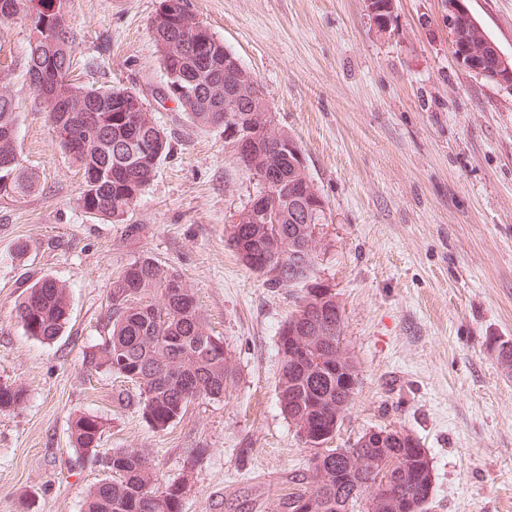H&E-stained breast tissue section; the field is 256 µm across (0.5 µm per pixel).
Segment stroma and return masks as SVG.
<instances>
[{
    "mask_svg": "<svg viewBox=\"0 0 512 512\" xmlns=\"http://www.w3.org/2000/svg\"><path fill=\"white\" fill-rule=\"evenodd\" d=\"M161 0H66L75 78L143 94L170 152L126 222L76 203L82 176L26 75L29 31L0 28V83L19 112L23 198L0 195V384L26 390L0 410V512H81L103 477L70 422H106L100 450L138 448L160 483L191 468L183 512H277L310 448L278 403V331L304 293L269 288L225 227L256 190L220 127L199 129L156 91L151 32ZM263 85L278 128L299 143L329 207L317 225L318 280L334 288L360 382L330 445L368 429L415 436L433 466L428 512H512V373L490 348L512 341V90L456 62L442 0H396L378 36L363 0H188ZM512 56V0H468ZM149 258L195 293L237 377L160 430L118 401L125 385L83 359L105 336L112 277ZM64 284L62 336L25 334L15 303L43 277Z\"/></svg>",
    "mask_w": 512,
    "mask_h": 512,
    "instance_id": "stroma-1",
    "label": "stroma"
}]
</instances>
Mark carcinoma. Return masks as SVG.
<instances>
[{
	"mask_svg": "<svg viewBox=\"0 0 512 512\" xmlns=\"http://www.w3.org/2000/svg\"><path fill=\"white\" fill-rule=\"evenodd\" d=\"M39 2L52 9L63 0H0V14L9 9L12 20L28 22L27 10ZM375 11L369 15L376 32L389 26L393 17L388 0H373ZM69 42V54L60 59V79L52 91L39 87L34 91L44 100L48 121L63 151H68L65 134L80 123L89 131L84 149L70 155L82 170L83 182L77 196L78 207L88 209L94 218L120 223L140 199L155 175L162 157L170 150L164 129L148 112H112L92 104L90 95L106 99L122 87L76 86L70 76L75 37L68 25L61 26ZM208 30L191 31L172 20L155 25L154 37L164 70H169L172 48L180 49L176 60L178 75L197 92L209 95L214 87L224 88V70L202 72L192 60L191 40ZM27 71L41 65L39 41L35 29H29ZM248 100L224 91L216 98L215 111L189 112V121L199 127L224 126L223 110L245 106ZM14 96L0 89V129L18 128ZM122 166L127 177L112 181V168ZM0 193L27 196L39 186V176L19 164L0 172ZM314 224H230L227 240L243 263L258 253L266 254L281 268L279 276L256 272L269 288H288L296 283L307 286L297 309L288 315L279 335L311 339L321 347V363L305 364L280 354L278 400L280 410L310 448H320L334 438L336 415L344 414L359 382L358 366L353 370L336 369L337 351L344 347L342 307L336 306L335 289L314 279L317 239ZM293 242L295 249L285 250ZM138 274L122 271L112 278L108 291V314L102 342L90 347L84 356L90 372H110L137 390V405L146 421L159 429L169 427L182 417L188 404L196 400L224 397L237 371L224 351V339L209 332L194 294L180 275L150 258L135 261ZM17 318L27 335L50 343L62 335L68 321L66 288L53 278L30 285L15 304ZM498 360L512 369V342L494 341ZM25 390L12 384L0 385V409L14 408L24 402ZM106 422L99 416L79 414L70 425L74 450L98 459ZM391 443L378 447L358 436L353 444L323 453L321 468L305 467L290 478L292 491L282 497L278 512H299L306 495L314 497L317 512H347L346 503L359 506L368 500L396 504L397 512H427L433 470L418 439L402 433ZM392 457L397 464L385 483L376 482L375 459ZM105 478L88 493L83 512H182L189 491L190 473L163 486L155 483L149 457L138 448H115L104 454ZM345 471L346 481L336 483V470Z\"/></svg>",
	"mask_w": 512,
	"mask_h": 512,
	"instance_id": "1",
	"label": "carcinoma"
}]
</instances>
